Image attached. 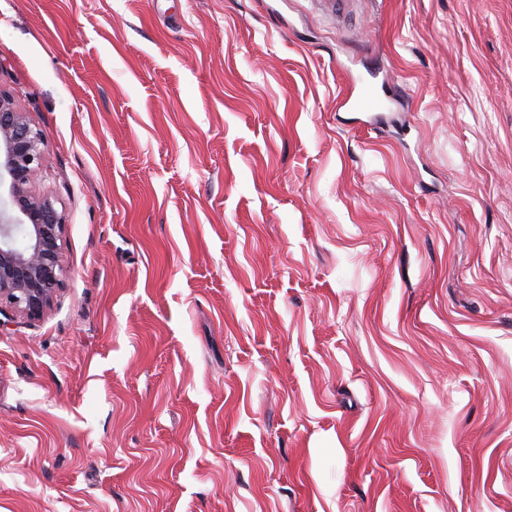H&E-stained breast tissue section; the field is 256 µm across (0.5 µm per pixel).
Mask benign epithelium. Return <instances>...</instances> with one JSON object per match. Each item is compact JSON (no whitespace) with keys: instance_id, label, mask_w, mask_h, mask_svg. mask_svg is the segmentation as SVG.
Listing matches in <instances>:
<instances>
[{"instance_id":"benign-epithelium-1","label":"benign epithelium","mask_w":512,"mask_h":512,"mask_svg":"<svg viewBox=\"0 0 512 512\" xmlns=\"http://www.w3.org/2000/svg\"><path fill=\"white\" fill-rule=\"evenodd\" d=\"M47 145L42 132L18 111L14 96L0 90V314L7 307L40 319L63 283L64 219L48 197L37 194Z\"/></svg>"}]
</instances>
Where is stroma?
I'll list each match as a JSON object with an SVG mask.
<instances>
[{
	"mask_svg": "<svg viewBox=\"0 0 512 512\" xmlns=\"http://www.w3.org/2000/svg\"><path fill=\"white\" fill-rule=\"evenodd\" d=\"M0 88L65 216L0 512H512V0H0ZM392 90L385 87L384 83L379 84L375 77L353 80V89L345 98L343 106H349L352 112H377L392 99L393 92L396 94Z\"/></svg>",
	"mask_w": 512,
	"mask_h": 512,
	"instance_id": "obj_1",
	"label": "stroma"
}]
</instances>
